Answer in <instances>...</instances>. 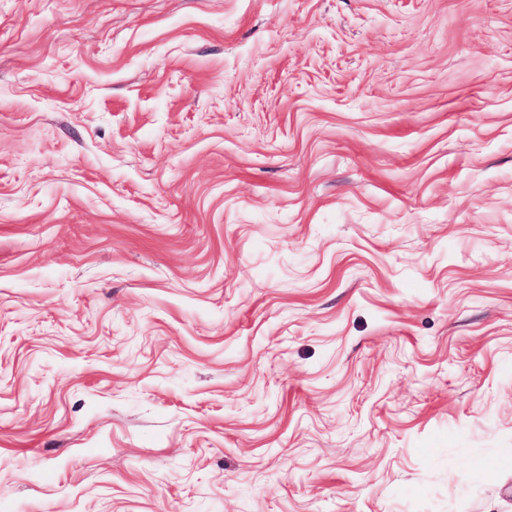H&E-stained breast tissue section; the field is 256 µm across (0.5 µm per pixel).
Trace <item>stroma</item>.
Here are the masks:
<instances>
[{
	"label": "stroma",
	"instance_id": "stroma-1",
	"mask_svg": "<svg viewBox=\"0 0 512 512\" xmlns=\"http://www.w3.org/2000/svg\"><path fill=\"white\" fill-rule=\"evenodd\" d=\"M0 512H512V0H0Z\"/></svg>",
	"mask_w": 512,
	"mask_h": 512
}]
</instances>
